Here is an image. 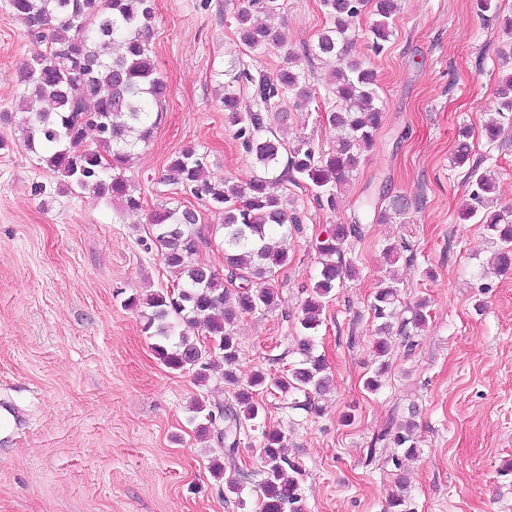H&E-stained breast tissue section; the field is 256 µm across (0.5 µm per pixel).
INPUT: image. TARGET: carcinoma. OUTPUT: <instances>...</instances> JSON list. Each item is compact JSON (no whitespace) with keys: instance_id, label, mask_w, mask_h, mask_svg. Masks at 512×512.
Listing matches in <instances>:
<instances>
[{"instance_id":"carcinoma-1","label":"carcinoma","mask_w":512,"mask_h":512,"mask_svg":"<svg viewBox=\"0 0 512 512\" xmlns=\"http://www.w3.org/2000/svg\"><path fill=\"white\" fill-rule=\"evenodd\" d=\"M370 4L377 16L370 27L372 42L383 48L398 0H320L330 26L306 50L309 56L335 63L331 86L337 105L328 121L336 140L330 152L317 150L304 139L287 148L270 134L268 112L285 97H292L297 107L314 98L298 56L290 52L286 65L274 73L254 74L235 61L224 71L228 77L223 85L224 111L235 127L234 138L254 158L261 174L246 183L214 180L206 173L204 155L193 146L182 149L168 164L164 183L181 186L222 216L226 278L193 260L197 248L193 228L201 222V213L161 205L151 214L152 235L161 246L171 283L143 297H128L126 306L139 310L145 331L158 339L152 349L168 368L191 371L203 384L216 361L224 362V381L233 387V401L211 408L195 401L190 423L199 437L215 436L229 459L239 450L241 434L265 416L263 395H291L292 408L307 410L312 408V397L329 387L326 360L315 353V334L328 299L346 278L356 276V268L343 260V253L358 225L337 224L318 241L320 271L299 319L300 359L286 374L270 377L258 371L241 383L235 371L240 349L234 327L240 318L277 305L276 278L291 262L276 240L288 234V213L282 199L269 192V185L304 183L319 206L332 208L338 186L361 153L374 146L382 118L376 76L348 55L347 38L351 20ZM9 7L29 34L47 41L45 50L35 53L17 75L20 109L26 113L25 146L68 191L88 192L108 203L118 201L131 211L143 208L144 199L134 193L124 170L139 144L153 137L168 95L150 47L156 0H9ZM235 21L242 43L252 50L287 43L280 30L260 22L250 9L237 10ZM247 87L252 90L248 104L241 96V89ZM495 98L498 114L512 112V73L502 79ZM89 130L96 134L92 144L85 141ZM470 178L473 199L481 204L494 188L492 180L476 168ZM511 216L499 209L480 218L502 243L493 258L499 271L512 268ZM397 302L399 289L393 278L380 285L370 302L379 321L380 338L374 344L378 358L387 353L384 335L392 328ZM182 324L200 329L201 335L187 336L179 331ZM208 339L217 344L215 350L208 348ZM412 426L405 422L392 438L394 446L409 456L419 453ZM253 452L263 464L259 512H302L294 478L298 467L285 454V436L264 428Z\"/></svg>"}]
</instances>
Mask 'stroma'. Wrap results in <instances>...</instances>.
<instances>
[{
  "instance_id": "1",
  "label": "stroma",
  "mask_w": 512,
  "mask_h": 512,
  "mask_svg": "<svg viewBox=\"0 0 512 512\" xmlns=\"http://www.w3.org/2000/svg\"><path fill=\"white\" fill-rule=\"evenodd\" d=\"M399 0L392 35L374 52L372 13L355 21L349 55L372 68L382 125L341 191L335 209L320 207L304 186L274 192L301 219L282 241L292 258L280 272L275 308L235 326L236 374L282 375L296 361L302 303L318 271L317 240L335 224L359 223L344 256L358 275L337 288L322 314L317 351L333 386L322 413L291 409L268 395L265 424L288 436V456L303 512H389L405 493L409 512H512V270L493 273L495 249L484 225L461 218L471 204L467 167L454 161L469 129L471 161L490 171L497 204L512 208V117L489 142L481 124L495 106L503 73L497 48L512 0ZM272 24L302 54L328 23L319 0H281ZM246 0H156L152 50L169 98L151 141L126 176L144 199L137 212L72 193L25 149L17 72L40 43L0 0V397L23 411L14 434H0V512H259L262 464L247 431L235 459L216 439L195 436L193 400L231 396L220 371L197 384L155 355L154 337L132 295L165 288L170 274L150 235L154 206L190 204L191 195L161 184L172 157L192 146L207 155L215 179L248 181L257 168L233 137L220 105L230 61L274 72L275 48L250 51L233 16ZM317 100L282 102L272 132L287 146L310 140L329 150L332 64L304 57ZM9 121H2V114ZM406 198L397 215L362 214L364 198ZM205 214L195 260L224 270L223 231ZM396 245L390 263L385 249ZM399 277L398 315L388 338L389 368L376 392L372 371L377 323L369 303L388 272ZM426 301L422 328L412 310ZM414 419L419 457H403L384 432ZM224 462L223 480L211 466ZM237 492H228L227 480Z\"/></svg>"
}]
</instances>
